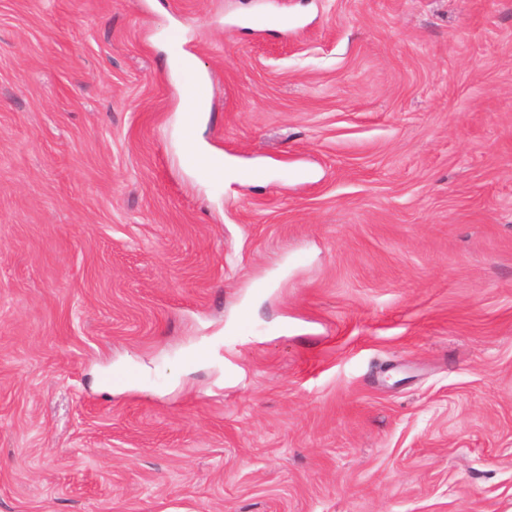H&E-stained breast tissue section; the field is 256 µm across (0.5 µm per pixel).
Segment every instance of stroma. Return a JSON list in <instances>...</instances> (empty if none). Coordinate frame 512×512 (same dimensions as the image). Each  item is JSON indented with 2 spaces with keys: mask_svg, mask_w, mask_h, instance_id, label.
I'll use <instances>...</instances> for the list:
<instances>
[{
  "mask_svg": "<svg viewBox=\"0 0 512 512\" xmlns=\"http://www.w3.org/2000/svg\"><path fill=\"white\" fill-rule=\"evenodd\" d=\"M0 512H512V0H0ZM179 108L182 112H186L185 128L191 133L196 112H206L201 80L197 79L193 84L186 85L181 94ZM189 153L192 160L199 166L204 167V162L208 160L209 164L204 168L207 169L210 174L212 171H215L218 174H222V177H224L225 174L229 177H233L235 175L234 170L226 163V161H224V159L202 156L192 141H190L189 144Z\"/></svg>",
  "mask_w": 512,
  "mask_h": 512,
  "instance_id": "stroma-1",
  "label": "stroma"
}]
</instances>
